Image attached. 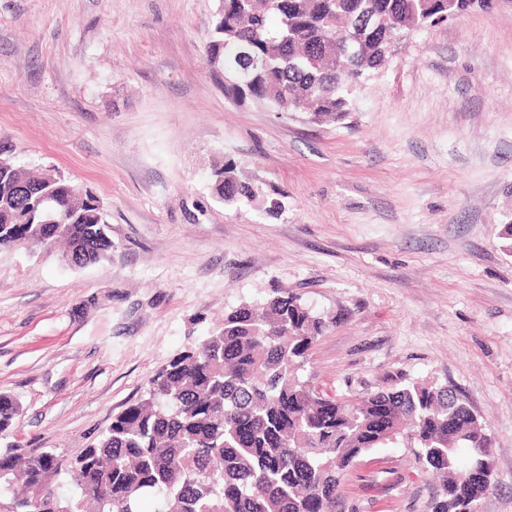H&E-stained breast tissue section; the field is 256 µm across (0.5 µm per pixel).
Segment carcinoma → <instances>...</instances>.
Instances as JSON below:
<instances>
[{
    "label": "carcinoma",
    "instance_id": "1",
    "mask_svg": "<svg viewBox=\"0 0 512 512\" xmlns=\"http://www.w3.org/2000/svg\"><path fill=\"white\" fill-rule=\"evenodd\" d=\"M463 0H219L207 61L224 71V94L272 112L300 110L341 121L378 73L386 45L462 15ZM380 21L361 31L356 58L343 36L362 9ZM227 206L278 217L235 162L213 170ZM29 238L65 244L74 267L112 256L103 208L89 190L18 167L0 171V247ZM265 314L242 304L194 349L173 357L144 397L113 416L99 440L70 457L55 448L0 456V512H353L341 501L344 473L373 448L402 443L440 478L431 512H476L492 481L494 443L469 403L448 386L400 376L374 392L338 398L301 378L329 321L284 289ZM20 403L0 393V436Z\"/></svg>",
    "mask_w": 512,
    "mask_h": 512
}]
</instances>
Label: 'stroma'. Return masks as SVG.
<instances>
[{
	"label": "stroma",
	"instance_id": "35a3bbf8",
	"mask_svg": "<svg viewBox=\"0 0 512 512\" xmlns=\"http://www.w3.org/2000/svg\"><path fill=\"white\" fill-rule=\"evenodd\" d=\"M217 0H0V145L100 200L110 260L0 249V455H77L225 311L279 289L331 320L306 374L341 398L391 377L448 385L495 442L477 512H512V6L415 32L339 123L224 94ZM234 161L284 194L224 206ZM409 448L342 479L360 512H430ZM211 178L214 194L227 206L245 204L262 209L271 217L284 211V205L277 199L269 200L261 187L243 176L234 161L228 160L224 166L215 168ZM20 403L9 393H0V436L9 435L15 425Z\"/></svg>",
	"mask_w": 512,
	"mask_h": 512
}]
</instances>
